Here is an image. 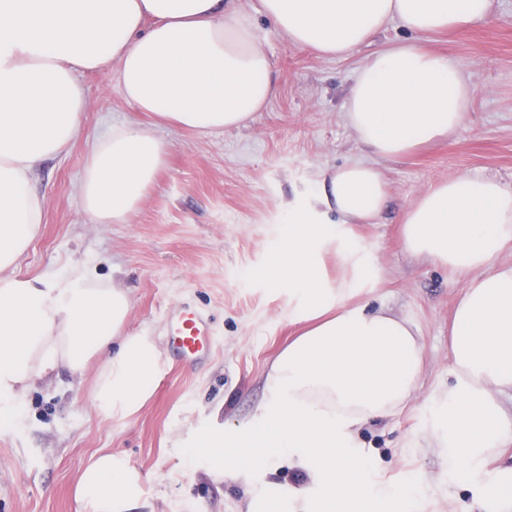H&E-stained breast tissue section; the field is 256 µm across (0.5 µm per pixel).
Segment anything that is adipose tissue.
<instances>
[{
  "mask_svg": "<svg viewBox=\"0 0 512 512\" xmlns=\"http://www.w3.org/2000/svg\"><path fill=\"white\" fill-rule=\"evenodd\" d=\"M493 0H0V423L11 421L35 380L61 368L79 374L96 356L94 403L125 417L149 398L160 353L149 336H125L127 292L85 269L23 279L15 270L45 222L31 187L37 168L66 153L85 97L77 75L115 65L125 101L172 126L240 128L277 94L256 15L290 47L344 59L391 22L414 36L482 22ZM475 88L456 62L404 44L372 53L356 71L346 121L369 156L322 175L318 204L295 218L277 283L302 285V329L271 366L256 417L271 454L288 453L309 484L291 512H359L375 493L362 472L357 429L396 414L417 390L423 347L413 322L348 306L352 291L322 284L316 241L382 214L378 160L452 137ZM168 144L133 124L110 128L86 159L79 193L97 224H122L165 166ZM336 224L319 222V208ZM402 243L463 277L449 321L454 384L436 403L435 431L449 470L475 467L512 445V185L493 176L435 183L406 210ZM111 454L82 472L76 493L91 512H122L127 500Z\"/></svg>",
  "mask_w": 512,
  "mask_h": 512,
  "instance_id": "1",
  "label": "adipose tissue"
}]
</instances>
